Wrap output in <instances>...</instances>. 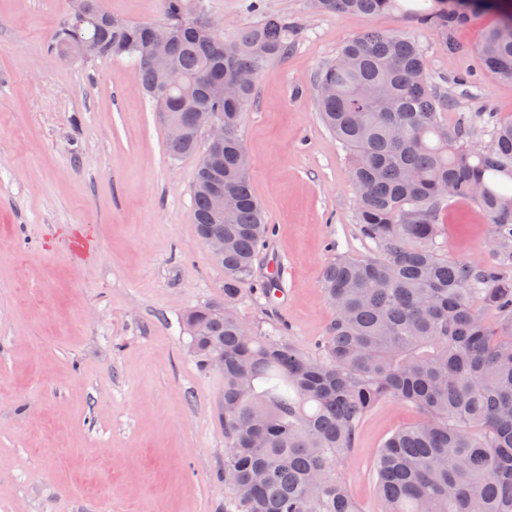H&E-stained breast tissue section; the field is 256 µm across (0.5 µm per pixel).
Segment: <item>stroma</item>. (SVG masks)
<instances>
[{
	"label": "stroma",
	"mask_w": 512,
	"mask_h": 512,
	"mask_svg": "<svg viewBox=\"0 0 512 512\" xmlns=\"http://www.w3.org/2000/svg\"><path fill=\"white\" fill-rule=\"evenodd\" d=\"M63 2L0 0V512H224V376L199 369L185 325L224 284L193 222L200 158L169 155L130 58L47 52ZM204 2L227 42L260 18L249 0ZM264 3L298 36L266 65L243 115L252 188L273 232L233 309L287 324L308 352L336 317L324 268L376 252L360 232L349 153L319 116L318 69L367 29L417 36L448 101L439 123L468 120L479 148L490 143L479 113L512 119V81L475 52L493 12L457 26L451 52L403 11L367 19L310 0ZM439 224V254L512 275L477 206L448 202ZM81 231L93 242L79 255L70 241ZM274 257L285 295L269 304L257 288ZM420 420L385 400L361 423L336 473L364 512H380L378 449Z\"/></svg>",
	"instance_id": "1"
}]
</instances>
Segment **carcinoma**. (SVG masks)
<instances>
[{
  "instance_id": "1",
  "label": "carcinoma",
  "mask_w": 512,
  "mask_h": 512,
  "mask_svg": "<svg viewBox=\"0 0 512 512\" xmlns=\"http://www.w3.org/2000/svg\"><path fill=\"white\" fill-rule=\"evenodd\" d=\"M47 42L62 57L92 42L97 58L127 56L139 89L159 115L191 120L224 116V149L202 155L193 191L200 238L224 233V303L190 310L185 323L198 367L224 357V512H362L334 475L378 402L412 404L423 420L395 431L375 458L383 512H512V277L491 267L440 256L435 248L445 202L466 200L512 249V120L488 113L486 150L464 126L441 127L444 97L425 76L417 38L371 31L345 43L315 80L323 121L350 154L360 231L377 255L341 256L323 273L336 311L329 334L311 353L278 324L260 330L233 310L249 280L268 224L253 193L240 134L255 84L234 101L211 85L241 72L259 75L288 54L296 27L283 15L261 20L228 44L200 24L204 0H160L162 20L128 23L85 0ZM328 12L371 18L397 0H315ZM413 11L448 50L461 46L453 27L467 20L465 0H424ZM170 49L176 85L156 90L151 42ZM483 66L512 80V15L500 12L479 48ZM200 129L167 143L174 158L197 150ZM234 199L212 223L211 188ZM498 321L491 323L486 313Z\"/></svg>"
}]
</instances>
